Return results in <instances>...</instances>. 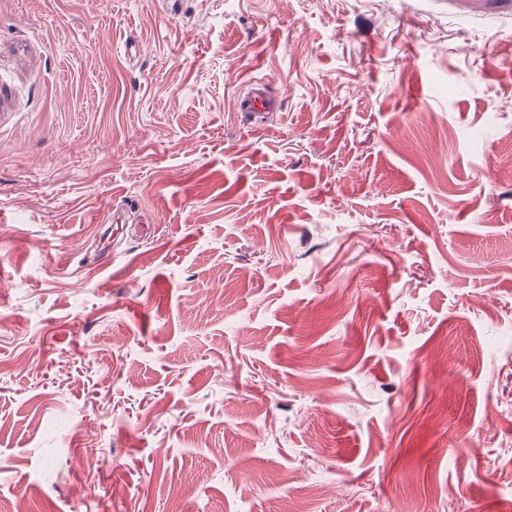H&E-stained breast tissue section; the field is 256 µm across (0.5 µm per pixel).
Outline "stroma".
I'll return each mask as SVG.
<instances>
[{
	"mask_svg": "<svg viewBox=\"0 0 512 512\" xmlns=\"http://www.w3.org/2000/svg\"><path fill=\"white\" fill-rule=\"evenodd\" d=\"M511 148L512 0H0V512H512Z\"/></svg>",
	"mask_w": 512,
	"mask_h": 512,
	"instance_id": "1",
	"label": "stroma"
}]
</instances>
